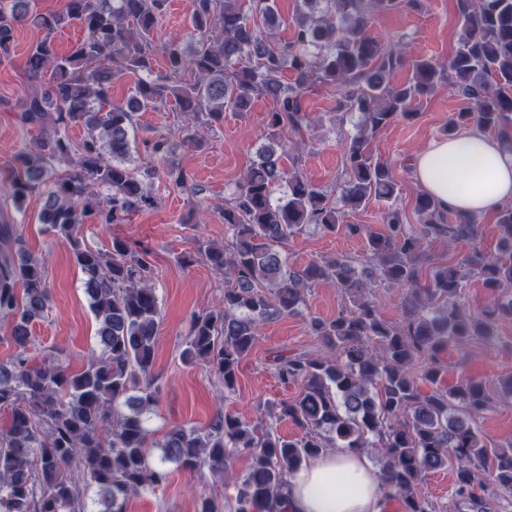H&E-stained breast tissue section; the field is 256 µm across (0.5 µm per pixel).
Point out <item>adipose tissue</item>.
<instances>
[{
  "label": "adipose tissue",
  "mask_w": 512,
  "mask_h": 512,
  "mask_svg": "<svg viewBox=\"0 0 512 512\" xmlns=\"http://www.w3.org/2000/svg\"><path fill=\"white\" fill-rule=\"evenodd\" d=\"M411 166L422 189L454 211L481 216L512 202V147L478 130L432 141ZM338 472L345 485L330 482ZM288 503V512H384L378 471L365 455L344 450L296 472Z\"/></svg>",
  "instance_id": "adipose-tissue-1"
}]
</instances>
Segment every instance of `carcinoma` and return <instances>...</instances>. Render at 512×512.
Listing matches in <instances>:
<instances>
[{"label": "carcinoma", "mask_w": 512, "mask_h": 512, "mask_svg": "<svg viewBox=\"0 0 512 512\" xmlns=\"http://www.w3.org/2000/svg\"><path fill=\"white\" fill-rule=\"evenodd\" d=\"M252 2L249 11L244 0H193L191 30L158 43L166 0H62L47 13L31 12L30 0H0L1 55L10 54L17 25L28 22L42 33L28 50L29 85L17 103L19 121L35 139L14 156L10 194L17 202L42 196L40 223L70 242L101 347L77 372L56 356L31 365L30 327L45 317L49 289L18 226L1 221L0 317L10 320L6 341L15 353L0 362V409L10 410L9 424L0 429V512H126L131 497L167 481L166 464L190 471L206 465L222 474L241 450L250 464L236 482L233 503L203 497L197 512H285L292 475L332 448L376 449L381 483L404 512H436L421 487L442 468L452 471L455 496L470 508L480 509L490 495L512 512V440L492 442L478 426L496 400L512 398V374L493 386L466 378L445 387L442 357L450 347L496 344L499 321L512 319V203L497 212L499 234L490 253L477 245L473 217L425 193L416 198L422 222L410 230L391 203L392 169L369 150L373 137L411 117L412 103L445 77L466 107L448 121L444 136L470 126L499 138L512 132V0H458L462 34L446 67L410 56L407 44L385 43L371 30L377 14L416 10L422 0H298L293 37L285 44L275 37L282 21L277 0ZM72 24L84 37L60 55L54 35ZM157 55L166 59L163 71L154 70ZM403 67L410 78L394 82ZM187 70L195 82L182 81ZM141 72L146 77L137 79L131 97L109 101L112 82ZM314 85L337 91L336 111L359 118L345 148L337 201L280 163L288 149L300 148L288 146L283 131L311 126L302 94ZM259 97L273 102L265 123L269 145L224 207L230 240L202 249L206 262L224 273V309L191 318L181 358L211 365L233 390L260 325L299 312L308 288H339L349 304L332 320L309 321L322 353L274 354L278 379L302 390L293 400L267 403L269 422L256 425L219 410L203 429L175 425L164 437L163 457L152 463L147 414L157 400L152 365L159 305L149 253L119 239L109 254L84 245L82 216L96 212L104 223L119 224L155 204L126 165L138 113L169 103L180 112L177 132L159 138L153 152L163 174L184 185V172L169 159L174 142H195L189 127L212 128L224 112H248ZM76 124L86 128L79 144L65 135ZM62 163L68 169L60 173ZM280 187L285 194L276 201ZM373 198L388 206L386 231L365 232L369 263L341 256L286 267L278 251L284 240L311 224L334 232L345 212ZM442 238L469 243L471 250L432 268L423 283L425 245ZM473 277L488 290L479 313L462 303ZM381 284L406 290L398 322L380 312L373 289ZM423 383L429 391L421 390ZM122 403L128 412L115 414ZM283 420L304 436H281Z\"/></svg>", "instance_id": "cac0c4a2"}]
</instances>
